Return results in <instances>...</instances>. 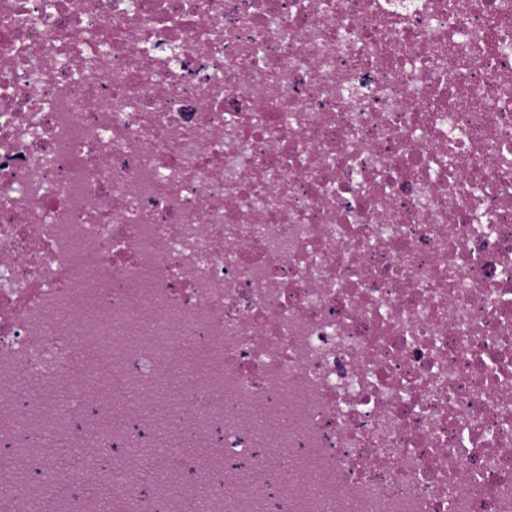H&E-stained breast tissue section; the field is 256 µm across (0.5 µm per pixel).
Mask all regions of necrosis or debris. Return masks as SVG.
I'll use <instances>...</instances> for the list:
<instances>
[{
  "label": "necrosis or debris",
  "mask_w": 512,
  "mask_h": 512,
  "mask_svg": "<svg viewBox=\"0 0 512 512\" xmlns=\"http://www.w3.org/2000/svg\"><path fill=\"white\" fill-rule=\"evenodd\" d=\"M60 435L122 512H512V0H0V512Z\"/></svg>",
  "instance_id": "necrosis-or-debris-1"
}]
</instances>
